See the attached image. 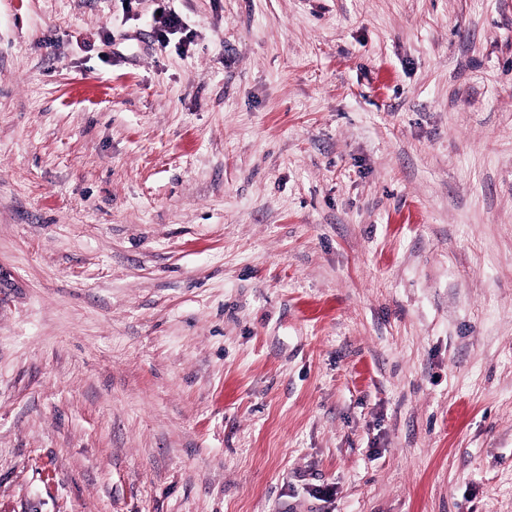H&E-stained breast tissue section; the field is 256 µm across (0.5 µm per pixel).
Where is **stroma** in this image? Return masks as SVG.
Segmentation results:
<instances>
[{
  "label": "stroma",
  "mask_w": 512,
  "mask_h": 512,
  "mask_svg": "<svg viewBox=\"0 0 512 512\" xmlns=\"http://www.w3.org/2000/svg\"><path fill=\"white\" fill-rule=\"evenodd\" d=\"M0 512H512V0H0Z\"/></svg>",
  "instance_id": "obj_1"
}]
</instances>
